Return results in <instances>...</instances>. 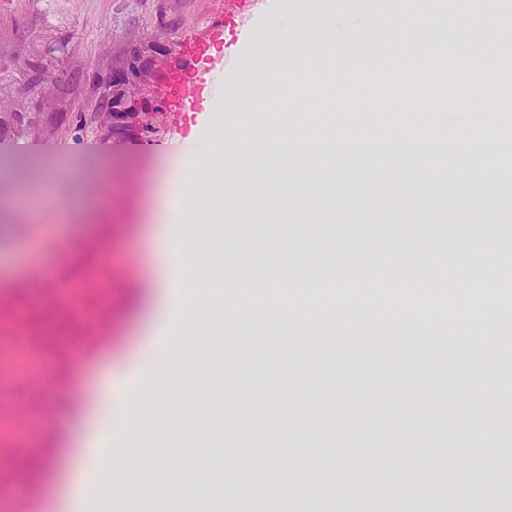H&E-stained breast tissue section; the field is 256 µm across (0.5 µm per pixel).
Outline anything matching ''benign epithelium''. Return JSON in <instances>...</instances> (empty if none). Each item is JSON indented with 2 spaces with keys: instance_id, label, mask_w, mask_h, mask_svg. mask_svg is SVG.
<instances>
[{
  "instance_id": "1",
  "label": "benign epithelium",
  "mask_w": 512,
  "mask_h": 512,
  "mask_svg": "<svg viewBox=\"0 0 512 512\" xmlns=\"http://www.w3.org/2000/svg\"><path fill=\"white\" fill-rule=\"evenodd\" d=\"M174 54L169 44L152 42L133 47L125 57L112 64L110 73L99 85V103L92 120L96 128L114 135L147 127V118L159 112H167L165 102L151 96L159 76L156 70V55ZM31 125L21 120L18 114H0V132L15 138L27 135Z\"/></svg>"
}]
</instances>
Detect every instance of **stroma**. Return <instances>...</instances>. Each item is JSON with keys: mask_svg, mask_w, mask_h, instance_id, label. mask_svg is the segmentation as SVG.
Here are the masks:
<instances>
[{"mask_svg": "<svg viewBox=\"0 0 512 512\" xmlns=\"http://www.w3.org/2000/svg\"><path fill=\"white\" fill-rule=\"evenodd\" d=\"M440 8L396 0L389 20L377 0H0V95L43 116L25 163L0 134V169L36 201L0 223L14 268L0 273V458L21 471L43 456L35 480L0 478V512H215L223 489L233 512H456L461 481L484 490L469 512L512 500V299L482 313L437 287L496 282L512 257V111L488 83L512 0H460L438 42ZM232 10L244 38L284 26L292 44L232 45L217 63L224 109L193 133L250 136L226 159L237 174L179 225H126L127 195L162 207L182 185L168 154L181 134L171 117L102 138L94 78L139 44L185 48ZM442 57L471 111H434ZM266 63L277 106L250 84L231 95ZM39 68L49 89L29 87ZM271 138L294 148L265 152ZM101 141L108 178L82 153ZM261 168L288 191L258 187ZM104 206L111 233L63 221ZM57 318L106 320L109 337L87 348ZM384 330L405 344L373 347ZM448 446L459 464L438 490ZM94 448L117 450L112 469Z\"/></svg>", "mask_w": 512, "mask_h": 512, "instance_id": "1", "label": "stroma"}]
</instances>
